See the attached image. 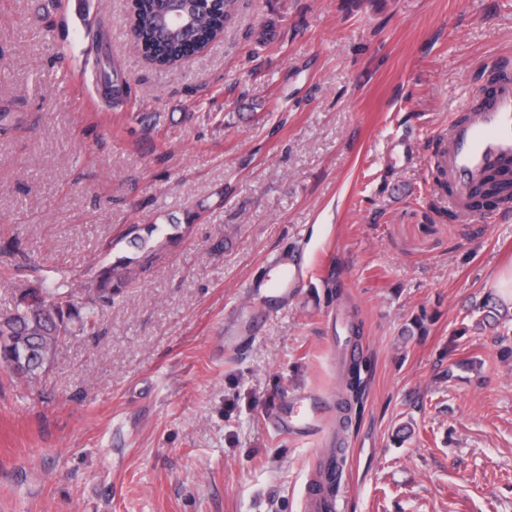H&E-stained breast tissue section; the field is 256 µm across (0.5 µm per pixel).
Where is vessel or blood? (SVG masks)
Listing matches in <instances>:
<instances>
[{
  "instance_id": "b4317fda",
  "label": "vessel or blood",
  "mask_w": 512,
  "mask_h": 512,
  "mask_svg": "<svg viewBox=\"0 0 512 512\" xmlns=\"http://www.w3.org/2000/svg\"><path fill=\"white\" fill-rule=\"evenodd\" d=\"M472 112L452 118L448 123L446 149L440 163L448 181V205L461 222H469L472 213L467 205L481 182L490 174L512 171V79H500L485 96L472 99ZM271 264L279 274L274 288L264 290L252 285V293L287 301L289 294L303 286L299 258L293 253L274 255ZM322 420L316 400L308 394L295 395L290 408L277 423L279 432L320 434Z\"/></svg>"
}]
</instances>
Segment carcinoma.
Segmentation results:
<instances>
[{
    "mask_svg": "<svg viewBox=\"0 0 512 512\" xmlns=\"http://www.w3.org/2000/svg\"><path fill=\"white\" fill-rule=\"evenodd\" d=\"M167 0H138L132 25L136 44L155 67L171 70L189 55L197 53L224 36L226 24L239 0H213L202 15L191 42L178 36L161 39L156 33L160 4ZM157 227L141 228L133 224L127 235L138 249L155 248L153 233ZM133 260L119 257L107 264L90 262L85 279L79 280L67 270L21 285L14 292L12 307L0 312V371L11 377L34 381L53 366L62 340L77 334L95 335L98 319L95 308L110 304L123 294V288L135 275ZM366 391L363 358H354L347 368L342 387L340 409L362 406ZM346 463V449L332 448L328 462L316 470L314 487L336 495Z\"/></svg>",
    "mask_w": 512,
    "mask_h": 512,
    "instance_id": "cac0c4a2",
    "label": "carcinoma"
}]
</instances>
